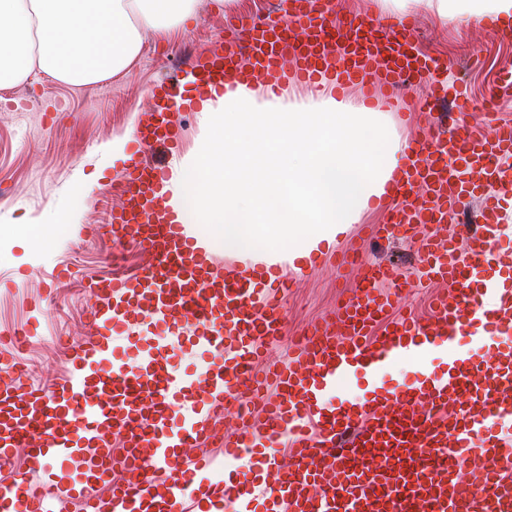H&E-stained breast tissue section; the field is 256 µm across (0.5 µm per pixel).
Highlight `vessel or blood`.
Here are the masks:
<instances>
[{"label":"vessel or blood","instance_id":"b4317fda","mask_svg":"<svg viewBox=\"0 0 512 512\" xmlns=\"http://www.w3.org/2000/svg\"><path fill=\"white\" fill-rule=\"evenodd\" d=\"M411 36L408 19L340 20L309 0L293 25L243 23L235 51L193 63L195 101L223 94L228 83L274 93L327 79L370 102L418 78L433 109L447 99L437 75L452 63L421 56ZM337 51L346 58L339 69L330 61ZM150 94L151 121L138 139L166 154L181 142L168 117L179 89L161 83ZM413 142L408 168L387 185L400 205L378 232L422 233L423 274L446 285L432 316L393 317L399 270L359 263L352 297L292 339L287 360L262 374L258 362L285 335L287 279L266 265L216 271L212 255L162 205L165 165L131 160L125 200L101 230L148 249L153 264L92 284L90 334L68 343L69 373L50 393L30 384L16 359L29 331L0 339V463L20 448L48 452L60 474L74 476L68 485L23 475L0 482V512H68L75 494L84 512H142L150 488L160 512H187L201 485L215 479L224 489L216 512H253L260 500L273 512H512V441L495 430L512 419V346L501 342L512 335V281L492 273L512 256L495 248L506 220L499 201L512 196V168L501 163L512 156V125L438 136L421 128ZM420 190L429 206L415 203ZM473 201L474 222L461 237L438 232L448 211ZM146 318L162 335L185 334L200 357L193 371L174 369L151 336H134ZM470 332L485 350L478 362L453 351ZM129 334L131 353L115 343ZM421 347L451 348L447 370L381 388L379 374ZM352 376L366 380L371 397L357 407L330 405L338 383ZM246 392L258 415L223 437L221 452L207 449L206 440L219 437L216 416L238 414ZM114 432L124 436L123 452L108 439ZM281 447L288 458L278 457ZM241 461L258 474L277 469L275 485L241 478ZM87 464L100 481L111 482L118 469L125 477L98 495L77 477Z\"/></svg>","mask_w":512,"mask_h":512}]
</instances>
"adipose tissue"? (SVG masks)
<instances>
[{"mask_svg":"<svg viewBox=\"0 0 512 512\" xmlns=\"http://www.w3.org/2000/svg\"><path fill=\"white\" fill-rule=\"evenodd\" d=\"M411 1L449 22L512 21V0ZM193 15L194 0H0V88L35 70L75 86L125 73L146 34ZM199 120L205 148L162 195L202 246L245 264L300 269L373 210L410 151L385 111L327 82L294 100L238 86Z\"/></svg>","mask_w":512,"mask_h":512,"instance_id":"ef3b65f1","label":"adipose tissue"}]
</instances>
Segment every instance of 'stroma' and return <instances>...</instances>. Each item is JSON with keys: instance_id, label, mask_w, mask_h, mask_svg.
<instances>
[{"instance_id": "1", "label": "stroma", "mask_w": 512, "mask_h": 512, "mask_svg": "<svg viewBox=\"0 0 512 512\" xmlns=\"http://www.w3.org/2000/svg\"><path fill=\"white\" fill-rule=\"evenodd\" d=\"M281 0H197L195 21L170 37L146 36L141 52L123 75L91 86H72L29 75L25 82L0 95V219L29 218L38 234L49 236L46 248L28 241H0V331L31 323L34 340L26 361L43 390L67 373L65 356L55 339L77 340L89 332L88 313L95 299L92 282L105 276L139 273L149 261L136 245L115 243L97 233L110 223L124 199V162L112 160L109 145L126 139L134 152L133 128L147 120L150 89L159 83L180 81L189 63L215 53H225L229 28L252 17L272 19ZM404 14L414 23L415 41L422 52L451 58L449 97L466 93L468 108L460 123L469 129L493 130L512 121V103L494 112L483 103L488 90L504 69H512V35L505 36L487 23H442L430 11L407 6ZM177 124L187 134L185 146L175 155L144 151L148 162H193L204 136L197 110L181 107ZM89 189L90 198L75 231L51 232L43 219L50 212L70 206L75 189ZM385 211L377 210L361 223L351 225L332 252L344 258L347 249L361 245L365 259L397 267L407 281L400 313H427L426 291L419 286L420 239L372 238L383 223ZM294 282L284 304L289 335L295 336L310 322L332 313L342 296L350 294L354 274H338L325 256L290 274Z\"/></svg>"}]
</instances>
